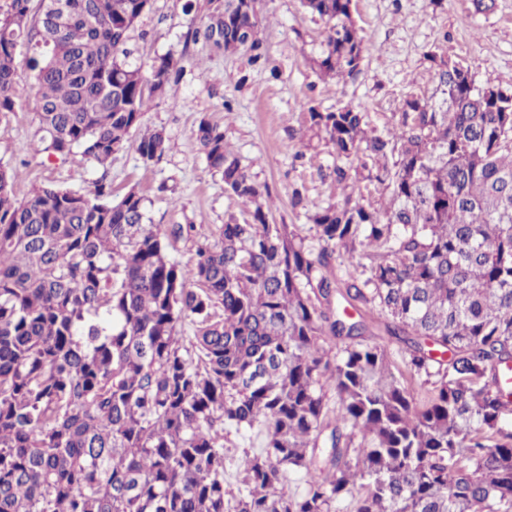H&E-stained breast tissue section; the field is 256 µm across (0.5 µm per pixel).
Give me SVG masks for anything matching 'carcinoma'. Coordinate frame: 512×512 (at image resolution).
Instances as JSON below:
<instances>
[{
  "label": "carcinoma",
  "mask_w": 512,
  "mask_h": 512,
  "mask_svg": "<svg viewBox=\"0 0 512 512\" xmlns=\"http://www.w3.org/2000/svg\"><path fill=\"white\" fill-rule=\"evenodd\" d=\"M30 2L0 6V112L33 41L43 151L104 166L180 60L129 61L150 0H65L62 26ZM209 2L195 36L267 60L259 0ZM352 2L304 0L328 25L323 77L360 71ZM429 58L439 96H408L386 130L360 106L305 104L303 146L325 142L342 190L312 211L294 191L309 238L272 223L266 186L206 119L200 151L247 218L188 264L168 248L195 226L151 223L138 191L42 186L20 202L0 166V512H228L230 429L262 436L234 512H512V85ZM167 148L154 129L135 150L150 164ZM358 255L337 277L336 258ZM377 325L432 385L424 403ZM375 333L376 335L372 336V339L387 350L391 362V369L396 378L411 391L417 401L423 400L427 396L428 389H430L431 386L423 384V379H425L423 377L414 378L410 376L402 359L403 353L400 344L389 338L383 331L375 330Z\"/></svg>",
  "instance_id": "cac0c4a2"
}]
</instances>
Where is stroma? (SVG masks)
<instances>
[{
  "instance_id": "stroma-1",
  "label": "stroma",
  "mask_w": 512,
  "mask_h": 512,
  "mask_svg": "<svg viewBox=\"0 0 512 512\" xmlns=\"http://www.w3.org/2000/svg\"><path fill=\"white\" fill-rule=\"evenodd\" d=\"M208 0L183 12L180 0H152L131 34L132 62L149 69L167 54L181 59L182 75L167 95L155 100L142 129H165L168 151L160 162L144 164L135 149L106 165L41 151L36 103L38 87L31 44L17 47L14 112L0 114V164L15 175L14 194L24 201L33 188L53 185L86 192L102 180L113 199L129 189L149 201L152 223L195 225L207 237L230 217H242L239 200L227 192L196 141L201 118L224 130V138L254 179L269 188L275 223L297 225L308 234L303 209L293 208L294 190L309 204L339 199L319 165L331 164L327 147L303 149L300 133L306 101L320 109L352 103L368 112L373 126L391 127L403 99L432 94L438 77L427 55L436 51L475 65L478 79L512 84V0H496L490 13L475 12L472 0H353V17L367 46L359 73L342 80L321 79L313 64L327 24L301 0H261L260 37L268 62L250 64L247 52L227 54L194 41ZM256 433L224 436V486L237 497L247 453L259 449Z\"/></svg>"
}]
</instances>
